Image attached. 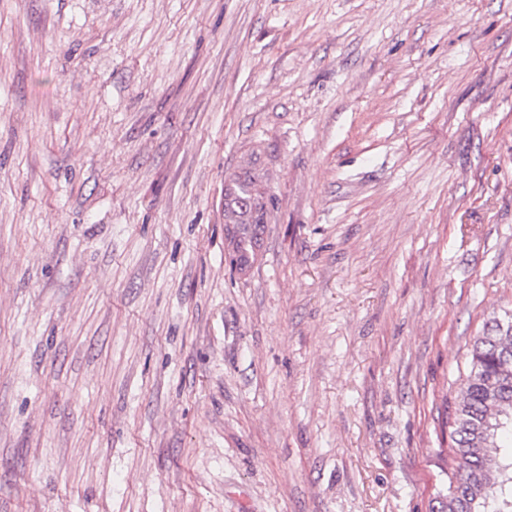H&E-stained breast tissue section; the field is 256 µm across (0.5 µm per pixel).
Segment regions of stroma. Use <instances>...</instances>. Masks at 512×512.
Here are the masks:
<instances>
[{
  "label": "stroma",
  "mask_w": 512,
  "mask_h": 512,
  "mask_svg": "<svg viewBox=\"0 0 512 512\" xmlns=\"http://www.w3.org/2000/svg\"><path fill=\"white\" fill-rule=\"evenodd\" d=\"M508 312L512 0H0V512H427ZM256 196L253 203L245 200ZM268 200L257 188L255 176L245 172L230 179L224 185V225L239 224L243 233L239 237H226L237 253L251 250L252 230L258 224L268 222Z\"/></svg>",
  "instance_id": "obj_1"
}]
</instances>
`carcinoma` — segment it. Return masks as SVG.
<instances>
[{"instance_id":"obj_1","label":"carcinoma","mask_w":512,"mask_h":512,"mask_svg":"<svg viewBox=\"0 0 512 512\" xmlns=\"http://www.w3.org/2000/svg\"><path fill=\"white\" fill-rule=\"evenodd\" d=\"M268 214L255 176L225 183L224 223L243 228L229 239L236 252L251 250L252 230ZM469 356L468 374L446 406L453 442L447 491L431 500L429 512H512V315L486 322Z\"/></svg>"}]
</instances>
